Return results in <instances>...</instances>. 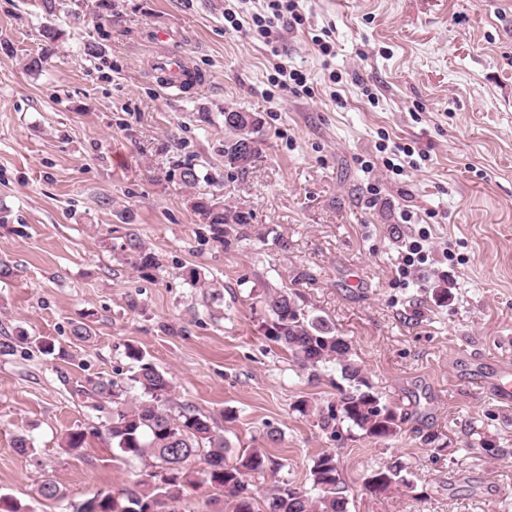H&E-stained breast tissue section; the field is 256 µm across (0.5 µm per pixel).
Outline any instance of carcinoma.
<instances>
[{"mask_svg":"<svg viewBox=\"0 0 512 512\" xmlns=\"http://www.w3.org/2000/svg\"><path fill=\"white\" fill-rule=\"evenodd\" d=\"M250 125H224L228 136L224 140V166L238 176L246 175L254 166L259 150L246 151L241 146L245 135L254 137L261 118L254 112L245 113ZM195 211L209 225L212 240L224 243L233 232L247 227L252 212L245 206L226 204L214 198H199ZM134 253V267L146 274L158 267L156 255L139 241H129ZM265 308L270 321L266 336L296 358L301 367L317 369L334 361L341 376L349 383L342 393L339 409L321 421L324 430L339 432V425L356 429L361 436L375 441L395 439L401 430L403 417L397 403L375 391L364 368L352 358L351 342L336 331V327L321 316L306 313L296 300V294L286 289L269 291ZM34 343L44 354L63 358L66 350L56 347L46 338L29 339L19 335L0 341V353L9 354L21 344ZM129 358L136 362L130 375L131 385L141 390L143 399L130 402L127 387L100 378L86 380L76 390L88 407L106 419L104 428L112 447L123 455L149 457L152 471L148 479L137 483V489L124 490L116 495L99 492L86 501L88 507L77 512H146L161 498L176 500L183 487L196 484L188 466L203 465L202 480L225 494L228 512H347L346 483L336 454L323 452L312 460L310 485L295 487L276 481L262 501L250 491L247 477L269 471L279 472L282 464L275 461L265 448H249L230 463L226 457V442L206 416L182 407L172 399L173 384L166 373L145 359L143 351L134 346L128 349ZM364 487L371 493L383 494L405 488L413 490L406 465L396 459L367 474ZM38 493L46 500L64 497L59 482L52 476L42 480ZM128 505L119 507L117 497Z\"/></svg>","mask_w":512,"mask_h":512,"instance_id":"obj_1","label":"carcinoma"}]
</instances>
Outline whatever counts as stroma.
I'll return each mask as SVG.
<instances>
[{
	"label": "stroma",
	"mask_w": 512,
	"mask_h": 512,
	"mask_svg": "<svg viewBox=\"0 0 512 512\" xmlns=\"http://www.w3.org/2000/svg\"><path fill=\"white\" fill-rule=\"evenodd\" d=\"M261 7L53 0L48 12L41 0H0V262L12 271L0 278V339L23 331L67 351L0 354V495L25 512H73L145 479L147 462L115 456L76 394L89 377L127 381L135 346L172 379L178 404L214 419L228 460L263 447L281 462L278 477H251L255 498L278 478L307 486L312 459L331 451L347 512H512V408L480 385L512 365V0H303L306 21L284 31L275 58L224 25L225 9L245 22ZM324 27L336 39L329 59L311 42ZM163 53L187 56L196 81L165 87L154 66ZM276 60L307 71L313 96L273 87ZM330 69L342 76L333 89ZM229 108L262 121L242 179L224 166ZM381 144L410 146L412 166L388 172ZM187 166L203 181L185 185ZM201 196L250 209L245 235L211 241L194 209ZM422 229L428 258L399 276ZM133 237L159 259L152 276L132 265ZM185 267L222 284V299L204 305ZM442 283L444 305L433 298ZM270 288L297 293L350 340L404 417L397 438L319 427L343 381L335 364L301 369L266 338ZM79 324L89 340L74 337ZM301 398L313 415L294 411ZM77 428L89 438L65 452ZM432 432L447 451L426 445ZM20 435L32 453L16 452ZM396 459L413 491H366L363 476ZM49 475L62 500L39 496Z\"/></svg>",
	"instance_id": "obj_1"
}]
</instances>
